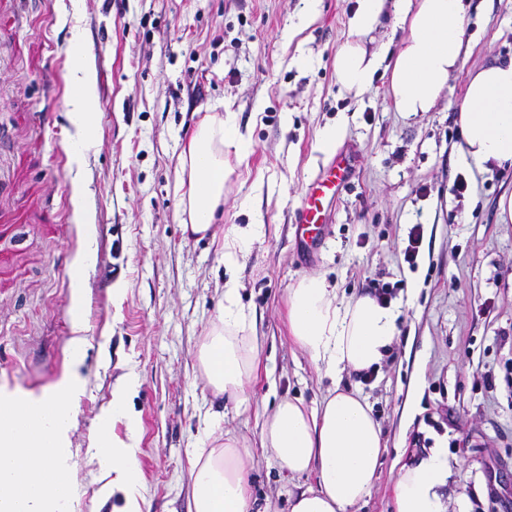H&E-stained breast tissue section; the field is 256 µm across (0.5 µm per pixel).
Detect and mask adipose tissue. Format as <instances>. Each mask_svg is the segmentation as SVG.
Instances as JSON below:
<instances>
[{
	"instance_id": "1",
	"label": "adipose tissue",
	"mask_w": 512,
	"mask_h": 512,
	"mask_svg": "<svg viewBox=\"0 0 512 512\" xmlns=\"http://www.w3.org/2000/svg\"><path fill=\"white\" fill-rule=\"evenodd\" d=\"M348 38L336 56V82L342 91L363 93L382 63H390L389 96L394 111L416 116L431 111L446 94L452 72L464 65L472 42L463 0H394V30L402 31L398 47L382 44L366 53L363 42L377 27L385 0H359ZM75 90L67 106L75 138L86 141L93 123L89 74L76 69ZM459 156L478 170L512 168V61L496 62L470 74L459 106ZM249 154L239 135L236 114H205L183 147L177 168L179 208L186 237L217 241L226 268L248 252L260 227L217 228L224 204V184L234 169L226 160ZM399 314L371 295L339 300L336 287L319 275L303 276L288 291L287 321L291 341L333 387L320 406L283 399L264 419L261 447L272 451L295 476L312 475L314 488L294 497L290 512H358L369 496L382 464L386 442L368 403L354 390L342 388L346 371L380 368L398 339ZM247 317L239 306L235 281L224 285L217 320L198 353L200 368L215 396L241 405L256 378L260 359L257 337L247 335ZM140 382L126 375L112 391V402L88 448V461L109 480L101 495L120 493L116 512H144L138 467V417L128 397ZM123 422L125 436L114 432ZM253 458L238 440L208 436L191 454L193 512H252L248 474ZM448 451L431 449L416 462L401 465L393 485L394 512H448L439 489L448 482Z\"/></svg>"
}]
</instances>
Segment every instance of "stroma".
I'll return each instance as SVG.
<instances>
[{"label": "stroma", "instance_id": "stroma-1", "mask_svg": "<svg viewBox=\"0 0 512 512\" xmlns=\"http://www.w3.org/2000/svg\"><path fill=\"white\" fill-rule=\"evenodd\" d=\"M464 3L471 54L432 111L406 118L387 77L358 98L336 83L356 0H0V385H55L82 317L73 512L121 503L100 496L99 470L83 456L113 385L131 372L145 512H192L189 452L211 429L252 451L257 512H290L316 480L289 474L258 432L278 400L315 407L332 387L288 337V290L309 274L344 299L388 288L400 311V338L375 376L342 379L386 438L359 512H392L394 461L437 446L448 450L445 496H464L467 512H512V220L498 206L512 169L481 173L457 155L469 71L512 59V0ZM84 64L95 113L86 147L67 112L71 72ZM227 107L251 150L225 184L223 224L262 226L234 276L263 366L240 409L211 394L197 364L227 276L216 244L184 239L176 194L178 156L200 114ZM338 122L341 149L360 165L307 261L293 213L330 160L317 136ZM459 178L467 189L457 195ZM89 236L93 262L66 275Z\"/></svg>", "mask_w": 512, "mask_h": 512}]
</instances>
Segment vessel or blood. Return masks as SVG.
<instances>
[{
    "label": "vessel or blood",
    "mask_w": 512,
    "mask_h": 512,
    "mask_svg": "<svg viewBox=\"0 0 512 512\" xmlns=\"http://www.w3.org/2000/svg\"><path fill=\"white\" fill-rule=\"evenodd\" d=\"M356 165L354 153L339 152L307 188L294 212L297 245L303 254L317 253L323 247L332 206L349 185Z\"/></svg>",
    "instance_id": "vessel-or-blood-1"
}]
</instances>
